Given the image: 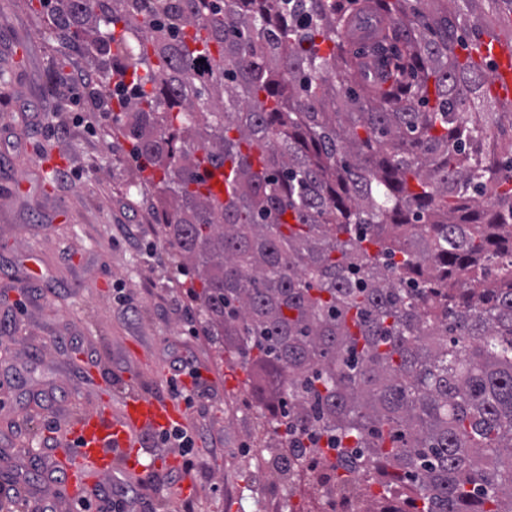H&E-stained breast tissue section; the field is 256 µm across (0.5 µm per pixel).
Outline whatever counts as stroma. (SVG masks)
Masks as SVG:
<instances>
[{"label": "stroma", "instance_id": "obj_1", "mask_svg": "<svg viewBox=\"0 0 512 512\" xmlns=\"http://www.w3.org/2000/svg\"><path fill=\"white\" fill-rule=\"evenodd\" d=\"M79 67L97 64L38 0H0V471L34 462L42 471L0 498V512L95 501L59 480L62 425L82 410L120 411L136 395L169 397L180 357L203 373L187 406L192 451L156 447L146 433L140 479L118 472L96 491L132 485L135 512H252L272 487L289 486L268 465L278 444L254 437L262 410L246 372L200 331L194 279L155 218L153 190L137 183L121 113L67 100L64 78ZM183 472L197 485L187 499L170 482Z\"/></svg>", "mask_w": 512, "mask_h": 512}]
</instances>
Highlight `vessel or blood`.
Here are the masks:
<instances>
[{
  "label": "vessel or blood",
  "mask_w": 512,
  "mask_h": 512,
  "mask_svg": "<svg viewBox=\"0 0 512 512\" xmlns=\"http://www.w3.org/2000/svg\"><path fill=\"white\" fill-rule=\"evenodd\" d=\"M480 53L496 65L492 95L512 100V47L488 41ZM185 419V409L175 401L137 396L116 413L105 409L79 413L70 424L69 435L76 442L74 453L85 469L102 479L119 469L132 477L142 468L143 435L184 423Z\"/></svg>",
  "instance_id": "obj_1"
}]
</instances>
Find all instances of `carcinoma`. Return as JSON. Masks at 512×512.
Returning a JSON list of instances; mask_svg holds the SVG:
<instances>
[{"mask_svg":"<svg viewBox=\"0 0 512 512\" xmlns=\"http://www.w3.org/2000/svg\"><path fill=\"white\" fill-rule=\"evenodd\" d=\"M64 0L274 435L418 512H512V0ZM221 176L222 192L212 180ZM482 56L490 57L496 65V76L491 94L501 99L512 100V45L488 40L480 48Z\"/></svg>","mask_w":512,"mask_h":512,"instance_id":"1","label":"carcinoma"}]
</instances>
